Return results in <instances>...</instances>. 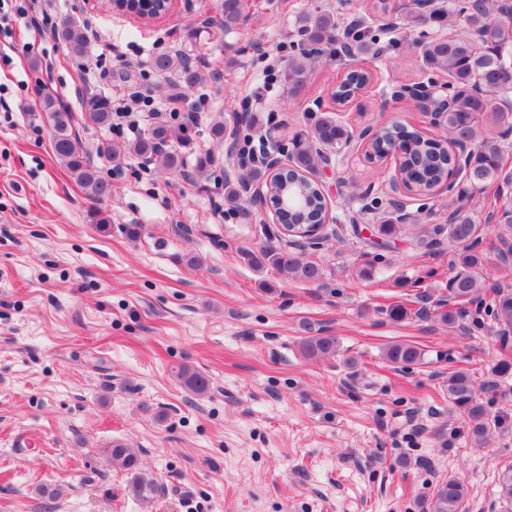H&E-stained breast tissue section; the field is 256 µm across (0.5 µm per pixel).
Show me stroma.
I'll use <instances>...</instances> for the list:
<instances>
[{
    "label": "stroma",
    "instance_id": "1",
    "mask_svg": "<svg viewBox=\"0 0 512 512\" xmlns=\"http://www.w3.org/2000/svg\"><path fill=\"white\" fill-rule=\"evenodd\" d=\"M221 0H171L169 13L145 21L113 12L106 0H54L52 23L84 25V59L67 56L52 31L31 25L32 0H10L0 24V512H429L436 483L468 487L465 512H503L498 470L512 464V377L484 394L493 426L485 446L448 405L445 383L465 370L475 386L512 360V335L467 304L455 325L437 317L448 297L453 252L440 227L455 192L439 186L426 200L421 232L384 238L393 209L362 211L385 197L395 161L375 164L360 140L325 177L329 232L305 247L326 277L302 283L251 266L271 213L248 219L224 210V148L209 135L216 116L253 118V136L275 131L282 145L307 113H330L354 131L392 122L445 140L394 89L439 87L419 41L428 28L398 15L403 45L390 58L320 57L300 103L285 105L289 57L303 45L300 10L321 7L341 21L379 27L376 0H250L244 21L223 35L207 25ZM104 36L113 45L102 53ZM178 48L210 78L187 95L194 144L181 171L161 172L142 158L121 164L97 152L148 130L88 124L84 100L111 98L163 108L179 93L156 74L155 55ZM368 68V89L339 106L331 98L352 65ZM49 92L72 115L84 150L114 187L89 199L55 156ZM215 163L199 172L200 155ZM488 287L512 289V266L499 257L512 227L480 229ZM201 258L196 267L181 260ZM409 303L403 321L388 307ZM334 336V357L310 359L300 341ZM408 342L420 363L399 367L385 352ZM187 364L211 380L204 396L174 372ZM28 445L13 447L17 436ZM120 439L139 450L161 485L144 510L127 492L126 473L106 448ZM60 489L55 500L44 487Z\"/></svg>",
    "mask_w": 512,
    "mask_h": 512
}]
</instances>
